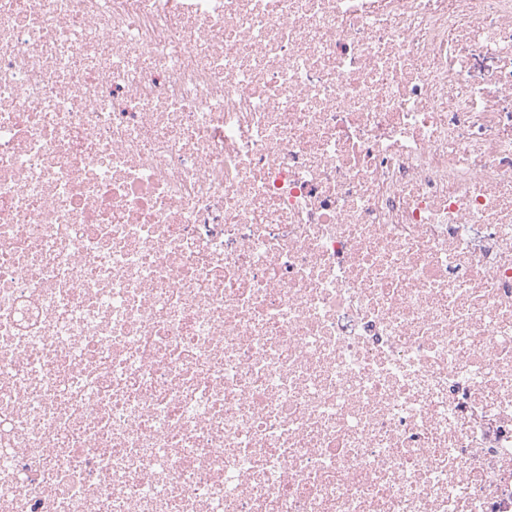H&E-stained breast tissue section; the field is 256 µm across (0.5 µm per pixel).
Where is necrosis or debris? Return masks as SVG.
Returning <instances> with one entry per match:
<instances>
[{"label":"necrosis or debris","mask_w":512,"mask_h":512,"mask_svg":"<svg viewBox=\"0 0 512 512\" xmlns=\"http://www.w3.org/2000/svg\"><path fill=\"white\" fill-rule=\"evenodd\" d=\"M0 512H512V0H0Z\"/></svg>","instance_id":"1"}]
</instances>
